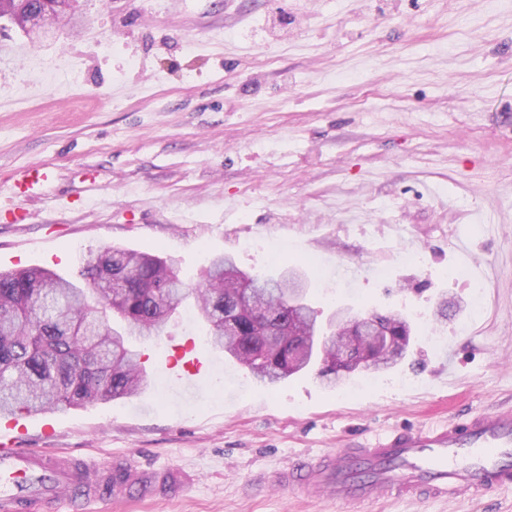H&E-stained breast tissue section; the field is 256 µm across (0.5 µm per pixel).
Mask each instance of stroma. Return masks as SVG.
I'll list each match as a JSON object with an SVG mask.
<instances>
[{
  "label": "stroma",
  "instance_id": "35a3bbf8",
  "mask_svg": "<svg viewBox=\"0 0 512 512\" xmlns=\"http://www.w3.org/2000/svg\"><path fill=\"white\" fill-rule=\"evenodd\" d=\"M82 3L86 23L42 44L0 30V96L23 102L0 110V202L16 170L55 172L26 221L0 209V270L75 280L88 253L121 246L193 287L216 254L261 276L294 263L320 323L342 304L401 309L412 341L397 366L335 389L312 371L268 388L204 346L206 382L189 389L182 349L204 335L191 305L136 342L146 392L19 415V447L103 464L132 452L178 479L88 512H512V489L355 509L262 491L348 435L512 407V0H288L266 33L271 0ZM415 251L422 264L405 263Z\"/></svg>",
  "mask_w": 512,
  "mask_h": 512
}]
</instances>
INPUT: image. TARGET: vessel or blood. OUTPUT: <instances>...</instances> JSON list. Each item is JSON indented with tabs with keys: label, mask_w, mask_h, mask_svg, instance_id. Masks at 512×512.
<instances>
[{
	"label": "vessel or blood",
	"mask_w": 512,
	"mask_h": 512,
	"mask_svg": "<svg viewBox=\"0 0 512 512\" xmlns=\"http://www.w3.org/2000/svg\"><path fill=\"white\" fill-rule=\"evenodd\" d=\"M15 212L47 184L43 167L20 172ZM23 428L16 419L0 423V512H60L66 500L106 502L133 492L166 488L167 473L143 469L132 456L100 465L17 447ZM285 492L324 494L345 504L379 496L405 501L484 497L512 488V410L461 417L438 427L400 428L372 439H349L320 458L290 463L267 478Z\"/></svg>",
	"instance_id": "vessel-or-blood-1"
}]
</instances>
